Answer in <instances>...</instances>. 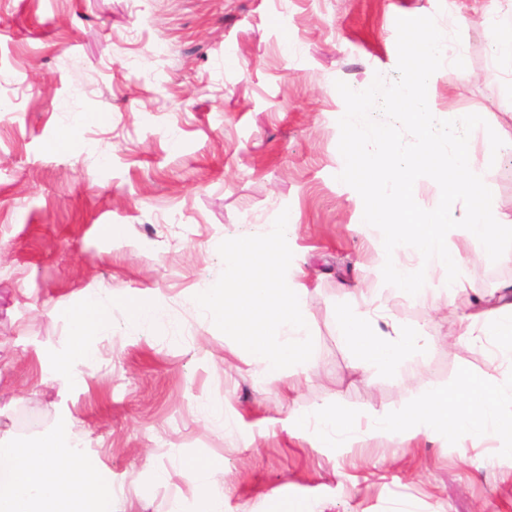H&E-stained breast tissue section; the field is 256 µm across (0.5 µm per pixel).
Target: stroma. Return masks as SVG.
Instances as JSON below:
<instances>
[{"instance_id":"stroma-1","label":"stroma","mask_w":512,"mask_h":512,"mask_svg":"<svg viewBox=\"0 0 512 512\" xmlns=\"http://www.w3.org/2000/svg\"><path fill=\"white\" fill-rule=\"evenodd\" d=\"M512 0H0V443L58 435L79 456L69 482L112 491L113 512H512V445L384 435L323 446L317 408L402 412L422 389L494 373L458 323L512 281L483 264L454 308L382 278L384 253L344 168L336 81L396 78L397 18L435 17L465 67L437 71L434 104L488 123L469 154L512 219V86L488 17ZM504 141L489 157V132ZM304 284L312 364L296 389L257 388L249 354L193 297L218 279L226 239L264 233L281 211ZM376 290L425 347L411 381L359 368L341 341L354 289ZM103 299L97 352L72 357L71 316ZM161 306L149 332L131 303ZM70 359L74 379H53ZM215 459L210 484L190 462Z\"/></svg>"}]
</instances>
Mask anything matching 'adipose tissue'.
Segmentation results:
<instances>
[{
    "mask_svg": "<svg viewBox=\"0 0 512 512\" xmlns=\"http://www.w3.org/2000/svg\"><path fill=\"white\" fill-rule=\"evenodd\" d=\"M343 324V339L360 367L409 373L420 338L385 320L374 297L363 296ZM460 333L492 339L502 367L500 376H461L448 390L415 396L403 415L372 413L363 430L344 412L318 409L306 422L307 434L319 440L353 442L364 435L442 431L460 436L465 448H492L512 440V285L499 288L495 305L470 313ZM74 455L70 445L57 441L29 448L0 445V512H67L65 505L74 489L58 473L61 460Z\"/></svg>",
    "mask_w": 512,
    "mask_h": 512,
    "instance_id": "1",
    "label": "adipose tissue"
}]
</instances>
